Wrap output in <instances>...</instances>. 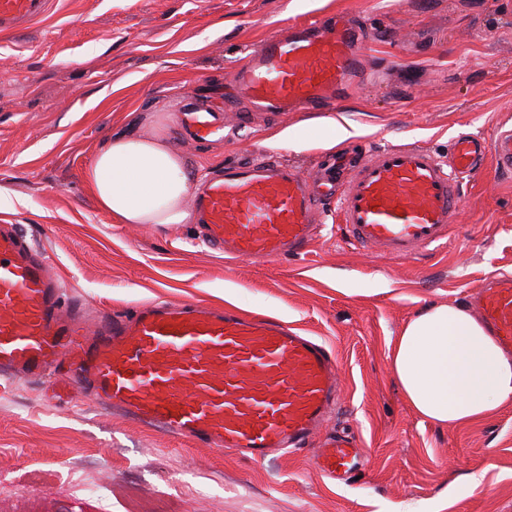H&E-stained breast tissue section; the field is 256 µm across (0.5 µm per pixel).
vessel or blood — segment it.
<instances>
[{
  "instance_id": "1",
  "label": "vessel or blood",
  "mask_w": 512,
  "mask_h": 512,
  "mask_svg": "<svg viewBox=\"0 0 512 512\" xmlns=\"http://www.w3.org/2000/svg\"><path fill=\"white\" fill-rule=\"evenodd\" d=\"M46 7L47 0H0V28L31 22ZM361 44L351 14L312 17L268 38L235 69V93L262 112L315 111L366 82ZM180 118L202 137L225 127L209 112ZM490 159L512 168V127H499L490 141L457 132L444 158L414 143L375 148L356 163L337 161L338 185L329 174L313 180L275 160L231 163L199 185L191 206L208 242L235 259L302 254L327 201L352 243L408 258L447 241L461 180ZM473 305L511 352L512 276L486 278ZM65 357L76 386L129 421L254 462L309 447L340 390L332 351L280 321L161 302L87 325L67 315L44 253L15 225L0 224V378L45 377ZM356 446V438L336 436L312 449L321 475L334 480L355 471Z\"/></svg>"
}]
</instances>
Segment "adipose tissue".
<instances>
[{"mask_svg":"<svg viewBox=\"0 0 512 512\" xmlns=\"http://www.w3.org/2000/svg\"><path fill=\"white\" fill-rule=\"evenodd\" d=\"M85 180L99 210L116 224H188L197 183L187 155L152 130L120 135L98 149ZM394 377L423 419L475 424L512 401V356L458 304L420 310L389 343Z\"/></svg>","mask_w":512,"mask_h":512,"instance_id":"ef3b65f1","label":"adipose tissue"}]
</instances>
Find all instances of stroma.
<instances>
[{
	"mask_svg": "<svg viewBox=\"0 0 512 512\" xmlns=\"http://www.w3.org/2000/svg\"><path fill=\"white\" fill-rule=\"evenodd\" d=\"M344 11L363 25L375 81L331 112L258 115L222 140L182 135L178 106L245 111L234 70L280 28ZM512 121V0H50L0 33V221L19 225L94 324L167 300L224 305L315 337L343 391L317 440L355 430L365 466L331 482L311 450L254 463L136 425L63 372L0 380V474L19 489L0 512H512V405L475 426L417 416L388 342L421 308L464 303L492 273L512 275V170L463 180L445 244L412 258L355 247L325 205L298 257L227 259L196 224H114L84 179L112 137L159 129L198 172L267 154L314 172L336 147L416 143L438 155L465 128L493 138ZM289 131L291 141L275 135ZM484 473L486 488L465 477ZM106 488L105 502L68 487Z\"/></svg>",
	"mask_w": 512,
	"mask_h": 512,
	"instance_id": "35a3bbf8",
	"label": "stroma"
}]
</instances>
